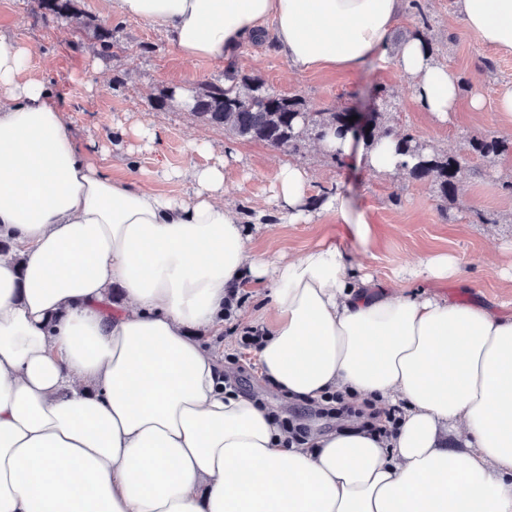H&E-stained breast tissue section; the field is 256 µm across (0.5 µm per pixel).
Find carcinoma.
Returning a JSON list of instances; mask_svg holds the SVG:
<instances>
[{
    "instance_id": "cac0c4a2",
    "label": "carcinoma",
    "mask_w": 512,
    "mask_h": 512,
    "mask_svg": "<svg viewBox=\"0 0 512 512\" xmlns=\"http://www.w3.org/2000/svg\"><path fill=\"white\" fill-rule=\"evenodd\" d=\"M41 5L56 17H66L81 23V16L74 9L73 0H41ZM231 85L209 83L201 92L188 98L186 105L201 120L237 137L258 140L270 147L297 154L306 142L323 141L328 134L343 139L349 133L348 112H332L316 108L299 95L276 93L265 86L258 77L232 74ZM381 113H368L363 135L366 148L370 149L383 138L395 140V150L408 155L413 164L405 165L403 173L413 179H427L441 198H448L456 190V183L466 166V155L448 156L428 152L415 137L406 132L398 134L381 124ZM502 141H471V150L483 156L500 151Z\"/></svg>"
}]
</instances>
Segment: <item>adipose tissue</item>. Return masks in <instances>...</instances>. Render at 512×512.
Wrapping results in <instances>:
<instances>
[{
    "mask_svg": "<svg viewBox=\"0 0 512 512\" xmlns=\"http://www.w3.org/2000/svg\"><path fill=\"white\" fill-rule=\"evenodd\" d=\"M162 28L188 60H221L273 22L294 69L384 57L399 0H107ZM466 27L512 51V0H457ZM394 60L421 106L454 111L459 85L419 39ZM182 197L116 179L73 136L0 35V512H512V319L486 306L379 288L323 242L252 251L222 201L227 166L183 173ZM311 177L288 165L274 201L307 218ZM361 247L373 228L340 194ZM262 288L260 372L300 399L405 402L396 432L307 445L224 384L193 336L221 332L228 291ZM124 306L108 313L113 287ZM454 430L464 448L448 449Z\"/></svg>",
    "mask_w": 512,
    "mask_h": 512,
    "instance_id": "adipose-tissue-1",
    "label": "adipose tissue"
}]
</instances>
